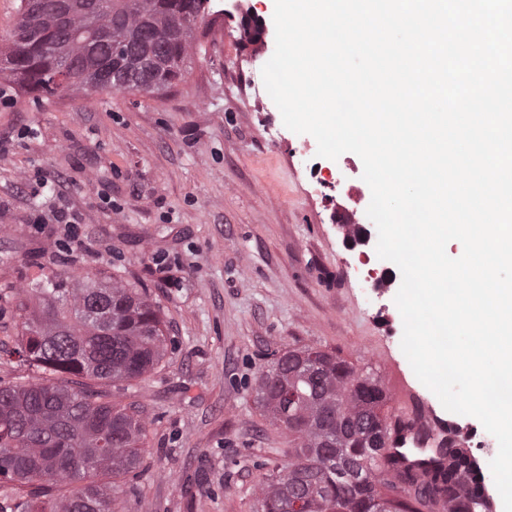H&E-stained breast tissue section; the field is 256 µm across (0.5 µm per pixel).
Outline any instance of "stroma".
<instances>
[{"instance_id": "obj_1", "label": "stroma", "mask_w": 512, "mask_h": 512, "mask_svg": "<svg viewBox=\"0 0 512 512\" xmlns=\"http://www.w3.org/2000/svg\"><path fill=\"white\" fill-rule=\"evenodd\" d=\"M222 2L229 12L217 31L196 33L170 89L0 103V381L34 374L13 354L9 296L52 270L143 289L172 341L156 369L115 393L146 420L139 472L112 490L116 512H261L259 488L291 445L257 386L287 350L345 359L376 380L392 414L438 401L401 350L394 294L369 301L359 250L337 224L366 186L361 159L329 161L336 190L317 191L303 135L256 92L265 61L240 39L249 14L274 43L267 0ZM62 202L80 215L63 253L51 216Z\"/></svg>"}]
</instances>
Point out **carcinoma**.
Listing matches in <instances>:
<instances>
[{
	"mask_svg": "<svg viewBox=\"0 0 512 512\" xmlns=\"http://www.w3.org/2000/svg\"><path fill=\"white\" fill-rule=\"evenodd\" d=\"M97 22L75 20L62 30L52 17L19 0L3 58L0 94L46 99L89 91L92 72L112 76L114 47L147 29L141 53L164 63L101 91L155 92L181 80L191 49V18L210 25L212 0H89ZM20 312L16 353L43 376L0 384V484L10 487L0 512H112V495L98 484L141 466L145 421L131 404L103 402L89 386L74 388L51 375L103 384L130 382L162 361L170 339L159 306L144 291L96 274H54L11 295ZM284 366L262 373L258 394L271 422L288 429L294 458L275 465L260 489L262 512H289L294 479L307 477L298 512H434L452 498L476 460L450 440L429 462L386 453L387 397L346 360L313 347L283 354ZM72 485L69 494L58 484Z\"/></svg>",
	"mask_w": 512,
	"mask_h": 512,
	"instance_id": "obj_1",
	"label": "carcinoma"
}]
</instances>
